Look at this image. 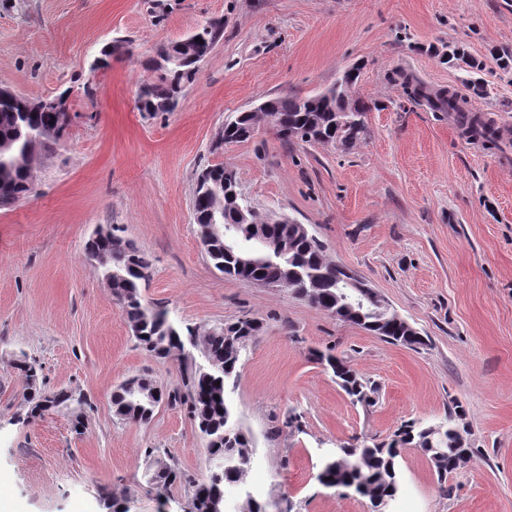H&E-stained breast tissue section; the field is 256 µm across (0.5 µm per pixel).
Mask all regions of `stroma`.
Here are the masks:
<instances>
[{"mask_svg": "<svg viewBox=\"0 0 512 512\" xmlns=\"http://www.w3.org/2000/svg\"><path fill=\"white\" fill-rule=\"evenodd\" d=\"M224 32L175 111L141 112L154 47L198 25ZM122 44L108 68L90 63ZM485 59L484 96L469 95L454 48ZM512 0H0V87L41 99L70 91L71 122L36 166V192L0 209V494L14 512H186L208 473L206 441L183 407L161 404L145 424L121 420L112 394L147 376L173 388L177 361L136 342L84 246L118 227L146 253L145 303L200 331L263 320L228 400L255 451L245 486L291 512H372L367 498L317 475L340 446L390 441L408 423L444 422L462 406L470 460L438 477L414 448L396 459L393 512H512V144L467 138L455 114L407 101L409 74L452 89L512 131ZM359 66L365 138L336 145L279 140L263 129L214 149L224 122L275 97L313 96ZM232 168L257 215L305 225L327 256L380 294L425 336L394 345L312 307L285 288L225 277L197 236L199 173ZM352 362L377 388L352 403L312 350ZM38 367V387L68 389L82 406L33 419L13 361ZM84 427L74 431L75 414ZM299 427H285L288 416ZM190 475L153 488L149 449Z\"/></svg>", "mask_w": 512, "mask_h": 512, "instance_id": "stroma-1", "label": "stroma"}]
</instances>
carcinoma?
Masks as SVG:
<instances>
[{
  "label": "carcinoma",
  "mask_w": 512,
  "mask_h": 512,
  "mask_svg": "<svg viewBox=\"0 0 512 512\" xmlns=\"http://www.w3.org/2000/svg\"><path fill=\"white\" fill-rule=\"evenodd\" d=\"M224 31V22L215 20L198 31L200 41L187 52L176 42H160L155 46L158 59L172 61V68L162 71L154 67L155 77L141 81L135 92L139 111L150 112L154 103L180 98L185 84L192 82L198 71L196 58L207 56ZM448 62L459 61L465 71L475 78L465 81L471 94L485 93V82L479 74L486 63L458 48L447 55ZM342 83L333 84L327 91L307 97L292 96L271 100L276 116L274 133L280 139L295 134L297 139L311 135L332 141L343 150H350L362 140L365 124L358 118L365 116L369 106L359 98L350 97L347 87L350 79L340 77ZM401 87L407 100L425 101L435 112H455L460 124L474 138L491 144L502 140L500 130L478 112L463 107L465 99L455 92L432 94L423 83L413 77H402ZM267 113L252 112L224 125V142L241 143L253 137ZM70 124L68 108L54 112L24 110L19 97H0V208L9 207L29 197L35 191L34 166L51 152L59 141L58 132ZM209 192L194 190V223L199 237L214 267L226 276L262 285L284 286L320 311H334L343 321L358 325L366 331L387 340L417 348L426 344L423 336L408 333L395 312L377 315L370 309L352 307L344 296L345 268L328 259L320 241L304 231L301 224H272L270 217L251 216L250 223L240 224L236 219L238 199L232 191L238 186H224V165L205 169ZM215 224L232 227L236 244L231 246L224 237L214 236ZM86 253L101 257L99 265L112 297L121 309L139 345L158 359L176 358L182 363L181 383L166 390L148 378L131 379L114 393L112 404L122 420L146 423L162 403L186 407L198 421L207 441V458L220 462V475L209 473L202 482L194 484V493L188 512H266V504L246 495L244 501L232 508L226 505L224 485L246 483L253 453V443L243 431L227 400L229 386L239 377L241 355L247 343L260 335L263 322L243 316L208 331L202 337L199 329L181 325L169 318L167 309L143 302L140 288L149 277L152 266L146 254L131 242L117 235L99 233L89 239ZM314 360L332 373L341 389L354 403L370 402L374 388L368 385L350 364L330 352L315 351ZM15 368L24 378L23 398L31 404V415L45 413L72 403L82 404L73 392L60 390L45 393L37 388V368L22 357ZM463 410L455 406L446 419L448 431L444 438L429 443L425 428L404 425L388 444L365 441L340 448L335 458L326 461L318 474L326 487H342L352 482L364 486L363 496L375 501L394 497L399 490L396 458L399 449L413 447L426 455L440 477L466 462L472 455L468 443L469 432L458 424ZM157 469L153 484L160 490L188 476L174 465L155 459Z\"/></svg>",
  "instance_id": "1"
}]
</instances>
